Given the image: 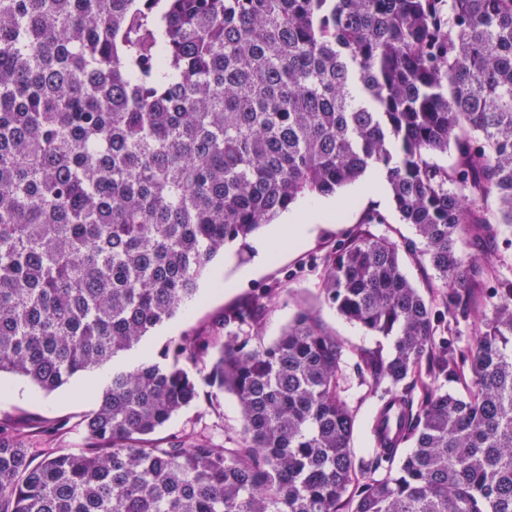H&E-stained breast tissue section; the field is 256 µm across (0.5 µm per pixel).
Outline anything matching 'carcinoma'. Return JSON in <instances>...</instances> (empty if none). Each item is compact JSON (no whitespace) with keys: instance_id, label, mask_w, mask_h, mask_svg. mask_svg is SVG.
Segmentation results:
<instances>
[{"instance_id":"cac0c4a2","label":"carcinoma","mask_w":512,"mask_h":512,"mask_svg":"<svg viewBox=\"0 0 512 512\" xmlns=\"http://www.w3.org/2000/svg\"><path fill=\"white\" fill-rule=\"evenodd\" d=\"M370 168L444 289L361 226L323 259L325 303L393 340L359 354L370 459L314 312L261 340L270 288L112 366L81 451L36 462L0 422V512H512V264L466 254L512 234V0H0V375L51 393L115 361L226 245ZM482 304L474 344L439 335ZM201 381L237 398L230 445L153 438Z\"/></svg>"}]
</instances>
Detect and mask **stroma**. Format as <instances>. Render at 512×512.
<instances>
[{
	"instance_id": "obj_1",
	"label": "stroma",
	"mask_w": 512,
	"mask_h": 512,
	"mask_svg": "<svg viewBox=\"0 0 512 512\" xmlns=\"http://www.w3.org/2000/svg\"><path fill=\"white\" fill-rule=\"evenodd\" d=\"M353 187L339 191L340 201L320 220L316 232L304 243L290 244L276 257L261 261L256 256L253 240L230 246L233 265L216 258L210 265L209 278L200 283V291L192 302L175 318L145 337L138 349L121 356L124 365L136 363L142 354L159 361L161 348L170 340L201 325L218 320L225 309L269 288L282 289L278 306L261 324L264 342L275 341L303 309L313 310L323 326L342 346L340 395L353 413L351 450L358 460H365L373 451L371 426L378 405L375 396L362 384L357 370L358 355L364 350H389L388 339L378 336L341 317L335 308L325 303L322 294V260L336 248L350 230L363 222H371V230L396 241L400 246H419L420 240L412 225L403 223L393 201L357 198ZM249 268L247 280L236 281L239 269ZM229 280L226 288L213 287V275ZM111 373L103 367L93 373L73 378L52 393H45L26 378L5 375L8 393H0V420L26 417L37 423L66 422L67 427L50 440L51 446L80 450L83 445L82 417L92 411ZM219 411H212L206 402H198L174 416L162 429L169 437L185 432H201L218 439L233 435L239 425L240 410L231 394L220 397Z\"/></svg>"
}]
</instances>
